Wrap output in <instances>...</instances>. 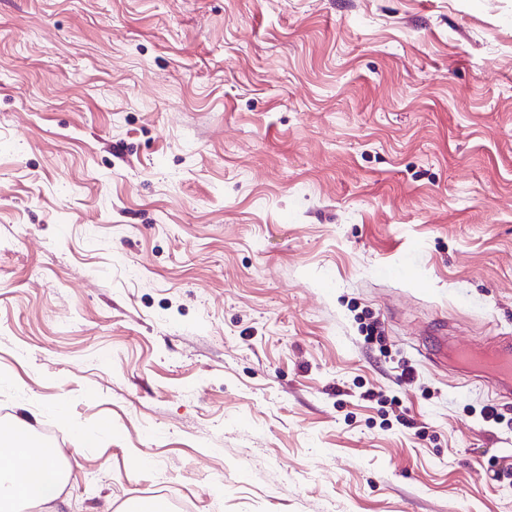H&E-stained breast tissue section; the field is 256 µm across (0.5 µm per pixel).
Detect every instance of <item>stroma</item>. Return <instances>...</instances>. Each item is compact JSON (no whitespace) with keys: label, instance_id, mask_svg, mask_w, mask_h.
<instances>
[{"label":"stroma","instance_id":"35a3bbf8","mask_svg":"<svg viewBox=\"0 0 512 512\" xmlns=\"http://www.w3.org/2000/svg\"><path fill=\"white\" fill-rule=\"evenodd\" d=\"M443 334L512 336V0H0V421L68 512H512Z\"/></svg>","mask_w":512,"mask_h":512}]
</instances>
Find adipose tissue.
Here are the masks:
<instances>
[{"mask_svg": "<svg viewBox=\"0 0 512 512\" xmlns=\"http://www.w3.org/2000/svg\"><path fill=\"white\" fill-rule=\"evenodd\" d=\"M57 464V455L45 453L25 424H0V505L18 499L64 512L65 481Z\"/></svg>", "mask_w": 512, "mask_h": 512, "instance_id": "adipose-tissue-1", "label": "adipose tissue"}]
</instances>
